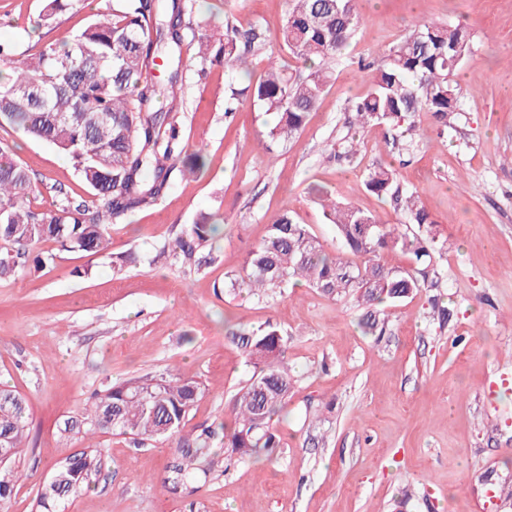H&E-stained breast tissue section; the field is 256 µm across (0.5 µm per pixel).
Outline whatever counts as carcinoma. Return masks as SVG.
<instances>
[{"label": "carcinoma", "instance_id": "carcinoma-1", "mask_svg": "<svg viewBox=\"0 0 512 512\" xmlns=\"http://www.w3.org/2000/svg\"><path fill=\"white\" fill-rule=\"evenodd\" d=\"M280 38L309 73L293 78L285 66L272 60L266 76L252 91L253 100L278 115L269 137L285 139L298 133L315 109L335 73L325 60L340 54L360 23L355 0H291ZM191 0H112V13L89 21L57 43L36 54L18 55L0 42V120L55 147L69 158L89 188L91 201L68 197L54 211L26 207L34 187L25 168L0 163V279L15 273L16 257L41 240L98 253L108 245L112 222L157 203L170 187L174 158L186 155L183 170L195 173L206 165L198 148L186 153L179 147L170 114L155 111L160 99L179 105L184 86L179 78L181 47L192 30ZM264 39L259 28L240 30L230 24L206 35L199 43L204 62L233 66ZM470 35L460 26L427 22L383 53L382 64L370 79L367 95L355 106L361 128L398 129L406 117L426 110L450 124L457 110L455 74L470 53ZM161 58L167 78L159 83L147 77ZM392 168L376 165L367 177L368 189L384 196L393 193L419 233L383 224L373 214L332 202L324 216L333 224L339 241L364 258L353 266L330 256L307 225L283 211L268 227L265 238L246 253L248 286L272 293L303 282L327 296H350L365 310L361 324L382 335L387 321L383 303H395L418 292L412 274L380 263L385 250L401 251L425 267L442 256L444 242L436 221L423 207L418 192L394 188ZM215 231L206 217L190 225L179 248L184 258L194 254V243ZM255 371L235 395L233 417L224 424V447L242 456H270L279 447L272 422L290 396L293 380L284 360L281 330L268 322L236 335ZM205 393L204 385L169 371L157 376L124 381L89 401L79 416L58 422L61 438H84L98 432L130 435L138 442L166 437L177 440L181 455L169 466L163 481L177 493L184 480L205 470L211 456L212 433L183 434L192 408ZM26 400L15 390L0 388V512L21 478L16 464L28 426ZM105 450L89 444L65 458L38 491L36 512H65L66 501L81 494L101 473Z\"/></svg>", "mask_w": 512, "mask_h": 512}]
</instances>
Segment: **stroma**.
Masks as SVG:
<instances>
[{"mask_svg":"<svg viewBox=\"0 0 512 512\" xmlns=\"http://www.w3.org/2000/svg\"><path fill=\"white\" fill-rule=\"evenodd\" d=\"M111 4L70 0L45 21V0H0V40L32 54ZM193 5L176 127L181 141L204 148L205 168L173 172L158 205L110 226L107 251L42 241L0 281V383L26 399L31 421L10 512H34L54 465L80 447L59 441L58 422L112 384L172 368L206 387L186 432L230 420L254 372L231 334L268 321L288 339L295 380L273 423L272 456L242 457L214 437L207 472L173 495L160 484L179 454L175 441L100 433L104 468L66 512H512V0H357L362 21L329 63L335 82L305 127L271 151L264 143L274 117L243 89L273 57L289 72L303 70L279 38L289 0ZM423 20L473 35L455 75L452 126L418 112L409 121L424 135L414 140L355 129L352 108L369 89L371 66ZM227 23L262 28L264 45L244 64L203 66L200 36ZM234 88L240 96L229 113ZM352 135L359 154L335 158ZM0 147L27 169L32 209L54 210L66 194L89 198L52 146L4 123ZM378 164L394 170L399 188L418 192L446 241L424 287L387 307L385 335L363 332L364 311L351 298L302 284L269 297L229 293L225 281L243 274L248 248L285 210L331 255L358 263L324 223L311 188L381 223H406L394 197L366 187ZM203 216L217 231L197 246L196 258L207 260L198 267L175 246Z\"/></svg>","mask_w":512,"mask_h":512,"instance_id":"1","label":"stroma"}]
</instances>
